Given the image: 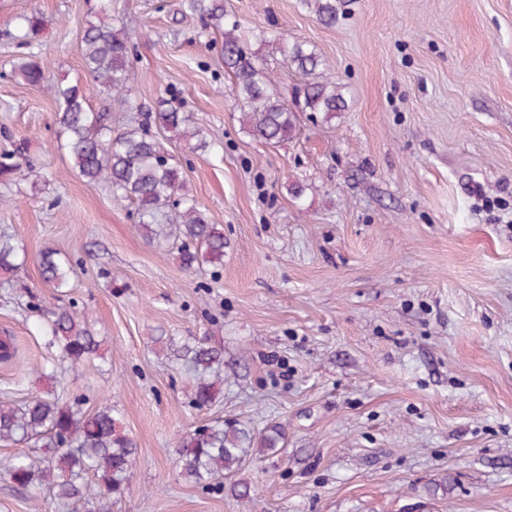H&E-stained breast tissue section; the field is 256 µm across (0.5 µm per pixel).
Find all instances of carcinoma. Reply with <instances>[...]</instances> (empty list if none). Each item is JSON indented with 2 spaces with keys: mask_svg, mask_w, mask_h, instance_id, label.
I'll return each mask as SVG.
<instances>
[{
  "mask_svg": "<svg viewBox=\"0 0 512 512\" xmlns=\"http://www.w3.org/2000/svg\"><path fill=\"white\" fill-rule=\"evenodd\" d=\"M326 23L336 22V0H303ZM186 14L206 13L213 28L224 37V65L232 70L240 122L254 138L269 144L290 140L296 132V113L277 96L274 69L292 68L304 79L303 110L316 112L323 121L346 108L336 79L327 75L324 60L306 43L275 39L272 59L258 64L239 23L212 0H182ZM83 66L92 80L114 95L128 92L134 44L124 29L89 23L78 47ZM14 74L26 84L42 86L53 81L47 65L22 60ZM59 104L57 123L60 141L73 169L90 184H106L114 200L134 204L135 228L148 241L173 238L181 265L186 269L224 265V227L211 224L197 204L181 193L179 169L163 156L162 141L143 128L112 130L106 114L94 112L78 85H55ZM164 132H176L189 140L188 116L164 101L154 115ZM15 247L0 239V271L13 272ZM44 284L56 292L70 286L73 268L61 253L47 247L39 253ZM44 336L59 358L76 366L99 355L101 341L80 312L61 308ZM169 360L184 368L191 378V403L199 409L212 406L224 389V348L196 339L167 338ZM27 446L31 454L10 459L5 471L12 482L32 490L48 488L62 501L85 503V512H111L112 501L124 493L137 448L120 427L117 409L104 405L86 412L52 387L21 403H0V441ZM282 440L278 426L258 438L259 447L274 451ZM253 444L250 432L227 426L222 420L180 434L175 442L180 473L195 484L222 478L242 466ZM93 475L98 497L86 494L85 479Z\"/></svg>",
  "mask_w": 512,
  "mask_h": 512,
  "instance_id": "carcinoma-1",
  "label": "carcinoma"
}]
</instances>
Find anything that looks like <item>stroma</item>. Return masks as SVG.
I'll use <instances>...</instances> for the list:
<instances>
[{"instance_id": "35a3bbf8", "label": "stroma", "mask_w": 512, "mask_h": 512, "mask_svg": "<svg viewBox=\"0 0 512 512\" xmlns=\"http://www.w3.org/2000/svg\"><path fill=\"white\" fill-rule=\"evenodd\" d=\"M181 0H0V235L19 267L0 275V402L42 394L56 308L88 313L100 358L58 363L83 411L115 405L137 446L112 512H512V0H341L334 25L302 0H224L259 54L270 35L307 43L342 86L330 122L297 115L271 146L243 129L221 46ZM41 17L21 37L20 19ZM123 27L135 46L127 100L100 91L78 46L85 27ZM31 58L80 85L113 128L179 104L222 154L166 146L183 191L224 227V265L184 269L147 242L128 203L73 170L57 102L23 84ZM305 184L303 200L287 192ZM73 263L54 294L36 261ZM224 346V392L194 408L189 376L159 337ZM260 436L211 485L179 474V434L213 420ZM247 485V497L236 486ZM0 512H83L0 471Z\"/></svg>"}]
</instances>
